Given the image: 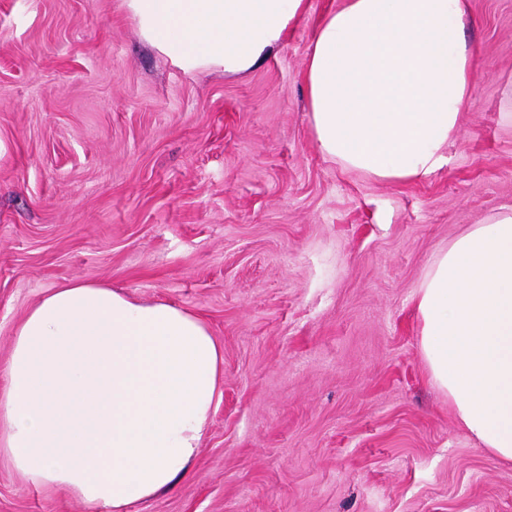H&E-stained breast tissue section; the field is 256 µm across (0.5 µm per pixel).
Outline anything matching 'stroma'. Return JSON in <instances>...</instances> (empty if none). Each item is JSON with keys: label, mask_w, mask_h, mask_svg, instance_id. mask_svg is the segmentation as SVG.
Masks as SVG:
<instances>
[{"label": "stroma", "mask_w": 512, "mask_h": 512, "mask_svg": "<svg viewBox=\"0 0 512 512\" xmlns=\"http://www.w3.org/2000/svg\"><path fill=\"white\" fill-rule=\"evenodd\" d=\"M339 3L227 75L172 65L123 0H0V386L15 327L73 280L191 310L224 349L189 475L127 512H512L413 308L434 255L512 207V0H468L461 134L402 184L316 145L303 70ZM0 512L90 510L1 458Z\"/></svg>", "instance_id": "1"}]
</instances>
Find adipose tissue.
<instances>
[{
    "mask_svg": "<svg viewBox=\"0 0 512 512\" xmlns=\"http://www.w3.org/2000/svg\"><path fill=\"white\" fill-rule=\"evenodd\" d=\"M140 37L184 71H251L307 0H124ZM465 0H343L304 70L321 153L388 183L448 162L476 56ZM420 353L456 419L512 463V209L469 225L413 297ZM224 350L195 313L103 284L50 289L16 326L0 456L28 482L103 512L185 477L219 394Z\"/></svg>",
    "mask_w": 512,
    "mask_h": 512,
    "instance_id": "adipose-tissue-1",
    "label": "adipose tissue"
}]
</instances>
